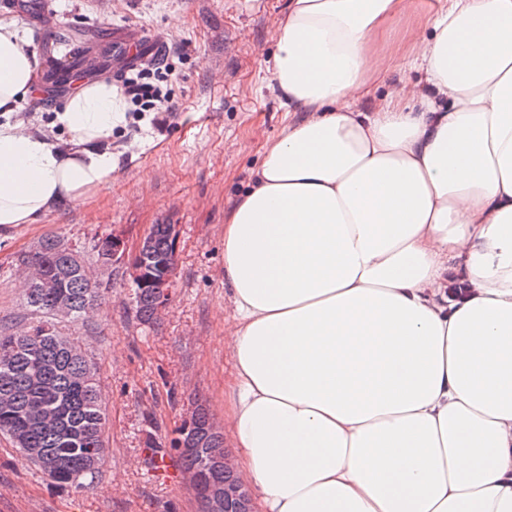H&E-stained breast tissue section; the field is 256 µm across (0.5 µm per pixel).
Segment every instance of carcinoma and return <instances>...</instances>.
I'll return each instance as SVG.
<instances>
[{
  "instance_id": "cac0c4a2",
  "label": "carcinoma",
  "mask_w": 512,
  "mask_h": 512,
  "mask_svg": "<svg viewBox=\"0 0 512 512\" xmlns=\"http://www.w3.org/2000/svg\"><path fill=\"white\" fill-rule=\"evenodd\" d=\"M57 244L56 239L45 238L22 263L36 270L62 267L65 261L56 251ZM165 259L173 262L175 256L168 236L159 230L141 257L152 283L135 289L133 296L136 316L144 323L154 322L157 293L171 286L161 268ZM103 297L104 289L93 286L86 276L67 275L56 288L26 289V306L53 317L63 306L77 320ZM101 401L91 362L56 334L51 321L30 327L22 336L0 333V434L13 442L42 478L59 487L80 488L94 482L106 451ZM176 433L168 448L161 447L151 432L145 445L163 456L175 453L192 487L239 483L234 471L210 465L214 455L229 450L203 406L195 408L189 427Z\"/></svg>"
}]
</instances>
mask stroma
<instances>
[{
    "label": "stroma",
    "instance_id": "1",
    "mask_svg": "<svg viewBox=\"0 0 512 512\" xmlns=\"http://www.w3.org/2000/svg\"><path fill=\"white\" fill-rule=\"evenodd\" d=\"M287 0H52L32 10L0 4L18 21L38 59V78L56 62L103 52L119 28H147L184 44L171 56L175 112L133 136L116 133L119 173L111 189L71 203L40 223L0 231V331L37 324L19 286L18 260L54 237L84 259L106 236L135 251L149 227L179 225L178 261L162 317L141 323L124 267L102 276L98 315L55 325L95 363L105 401L106 453L90 486L60 488L36 473L0 435V512H197L179 461L157 480L142 451L146 432L169 444L183 417L205 405L224 414V214L252 177L263 144L288 115L269 88L273 34ZM179 27H172V19Z\"/></svg>",
    "mask_w": 512,
    "mask_h": 512
}]
</instances>
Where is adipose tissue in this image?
<instances>
[{"instance_id":"obj_1","label":"adipose tissue","mask_w":512,"mask_h":512,"mask_svg":"<svg viewBox=\"0 0 512 512\" xmlns=\"http://www.w3.org/2000/svg\"><path fill=\"white\" fill-rule=\"evenodd\" d=\"M405 23L407 76L369 111ZM297 115L224 217V428L256 512H512V0H288ZM37 58L0 18V227L107 192L116 86L15 120ZM420 80H412L411 72Z\"/></svg>"}]
</instances>
